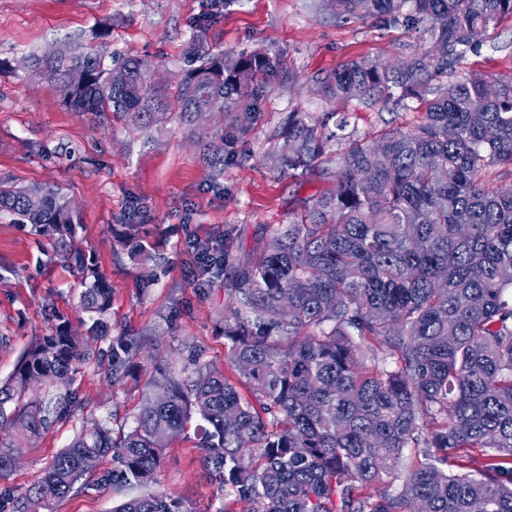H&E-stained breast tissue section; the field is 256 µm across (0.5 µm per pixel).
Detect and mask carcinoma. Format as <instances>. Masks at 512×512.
Here are the masks:
<instances>
[{"label":"carcinoma","mask_w":512,"mask_h":512,"mask_svg":"<svg viewBox=\"0 0 512 512\" xmlns=\"http://www.w3.org/2000/svg\"><path fill=\"white\" fill-rule=\"evenodd\" d=\"M336 17L418 29L424 45L401 70L362 58L317 79L326 97L365 107L425 109L410 130L385 129L370 143L330 129L334 113H288L275 131V161L314 166L344 142L333 187L300 201L287 224L267 228L256 255L224 251L215 263L229 315V362L254 401L193 352L190 375L161 373L134 428L120 439L100 421L82 425L16 512L51 510L112 454V486L156 482L165 448L195 417L203 461L233 494L228 512H512V189L491 190L490 171H512V75L480 70L446 80L512 0H320ZM211 18L194 25L200 65L174 86L146 62L113 59L110 32L73 43L54 59L29 57L27 74L73 112L116 117L141 132L176 118L196 135L205 112L232 113L247 129L282 63L265 53L215 52ZM224 175V134L197 139ZM0 211L20 216L52 242L50 261L77 273L91 332L108 326L111 288L76 241L70 196L41 185L0 184ZM142 225H126L138 255L152 259ZM67 327L32 343L0 382V479L20 444L67 414L69 382L89 359ZM47 390L29 395L28 380ZM417 448L401 487L376 485ZM113 512H183L165 493L124 500Z\"/></svg>","instance_id":"obj_1"}]
</instances>
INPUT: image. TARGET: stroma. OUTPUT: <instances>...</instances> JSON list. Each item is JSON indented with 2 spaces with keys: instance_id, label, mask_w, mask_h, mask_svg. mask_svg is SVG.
<instances>
[{
  "instance_id": "35a3bbf8",
  "label": "stroma",
  "mask_w": 512,
  "mask_h": 512,
  "mask_svg": "<svg viewBox=\"0 0 512 512\" xmlns=\"http://www.w3.org/2000/svg\"><path fill=\"white\" fill-rule=\"evenodd\" d=\"M204 16L216 19L213 49L264 51L282 63L249 131L230 130L216 115L200 125L203 134L228 131L224 176L217 183L177 122L152 130V144L142 147L123 122L105 126L72 112L20 67L31 54L76 39L93 41L107 26L114 56L149 61L174 82L189 67L193 27ZM419 43V31L341 20L313 0H0V181L69 193L80 217L77 237L94 253L111 289L107 334L92 341L94 358L68 384L70 415L27 442L14 470L0 479L5 512H15L16 499L40 480L83 422H103L117 434L130 431L153 378L164 370L181 373L190 351L234 377L224 339V273L200 275L187 241L206 240L248 257L264 225L288 223L295 199L328 190L318 170L284 171L273 162V133L289 113L349 112L351 130L365 142L382 130L417 124L422 106L395 111L346 104L323 96L313 78L351 59H406ZM471 69L512 73L511 18L502 19L458 67ZM137 219L155 263L142 264L126 245L124 227ZM50 250L47 237L0 213V381L35 338L52 333L58 316L78 333L92 322L79 306L74 272L51 263ZM128 359L141 362L142 370L111 382L113 365ZM196 443L192 431L170 441L154 489L178 498L184 512H224L232 497L205 469ZM113 468L112 458L104 457L55 512H112L122 496L140 494L137 486L116 493Z\"/></svg>"
}]
</instances>
